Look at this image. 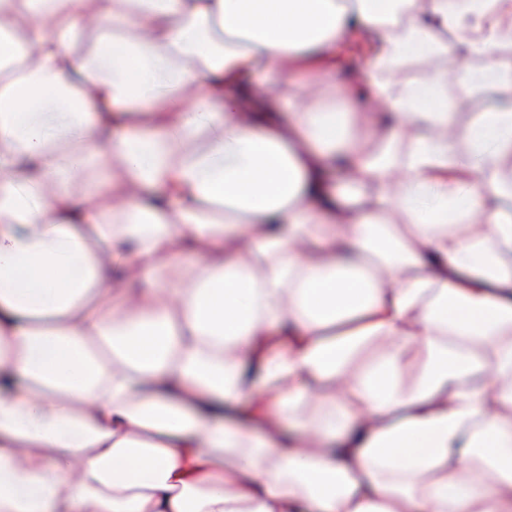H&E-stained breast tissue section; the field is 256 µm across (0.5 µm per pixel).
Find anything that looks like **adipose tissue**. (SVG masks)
I'll return each mask as SVG.
<instances>
[{
	"mask_svg": "<svg viewBox=\"0 0 512 512\" xmlns=\"http://www.w3.org/2000/svg\"><path fill=\"white\" fill-rule=\"evenodd\" d=\"M507 43L512 0H0V512H512ZM373 67L372 56L368 47L361 53H351L344 57L342 70L336 74V81L367 79ZM484 89V88H483ZM472 89L469 85L466 72H460L456 78L448 82L445 93L453 106L454 119L457 128L461 131L468 129L476 117V112H487L499 107L501 99L494 88Z\"/></svg>",
	"mask_w": 512,
	"mask_h": 512,
	"instance_id": "adipose-tissue-1",
	"label": "adipose tissue"
}]
</instances>
